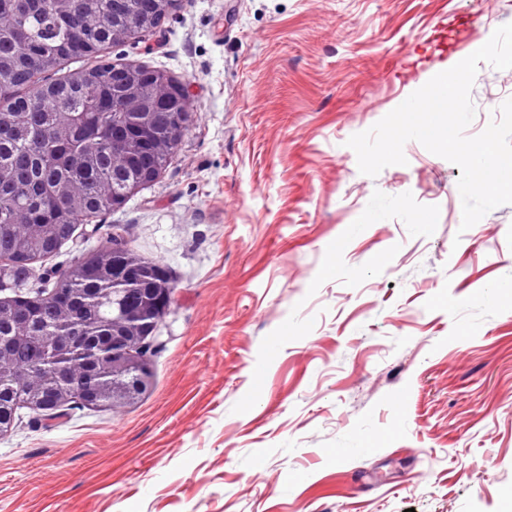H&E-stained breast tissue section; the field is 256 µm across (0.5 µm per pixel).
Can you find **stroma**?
<instances>
[{"label": "stroma", "instance_id": "35a3bbf8", "mask_svg": "<svg viewBox=\"0 0 512 512\" xmlns=\"http://www.w3.org/2000/svg\"><path fill=\"white\" fill-rule=\"evenodd\" d=\"M507 23L502 0H175L103 50L192 121L29 286L118 225L174 300L137 402L19 409L0 512H512V205L461 230L456 165L411 140L370 177L347 145ZM510 98L480 63L466 136ZM156 95L159 100L167 101L176 108L183 109L184 112H177L180 122L174 135L183 133L192 120L191 113L186 109L187 93L185 88L175 84L174 87H170L165 82H161L157 86Z\"/></svg>", "mask_w": 512, "mask_h": 512}]
</instances>
